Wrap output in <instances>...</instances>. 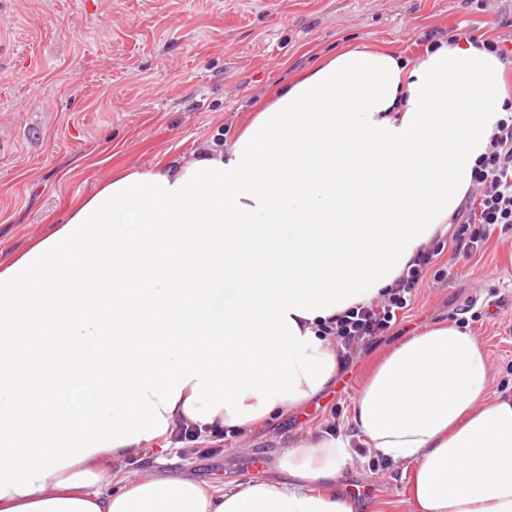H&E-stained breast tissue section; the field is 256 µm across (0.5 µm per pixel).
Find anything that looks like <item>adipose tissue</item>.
Here are the masks:
<instances>
[{"mask_svg":"<svg viewBox=\"0 0 512 512\" xmlns=\"http://www.w3.org/2000/svg\"><path fill=\"white\" fill-rule=\"evenodd\" d=\"M508 68L467 40L338 51L229 147L119 172L0 269V512H355L332 487L359 444L409 465L413 512H512V398L452 322L380 364L356 437L293 443L280 478L113 473L179 423L247 431L334 380L319 327L447 232L512 105Z\"/></svg>","mask_w":512,"mask_h":512,"instance_id":"ef3b65f1","label":"adipose tissue"}]
</instances>
